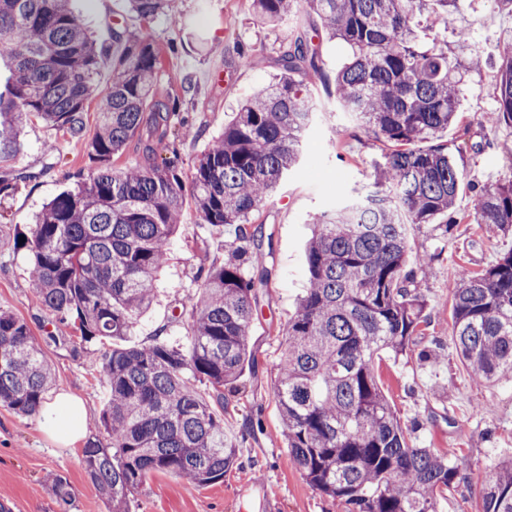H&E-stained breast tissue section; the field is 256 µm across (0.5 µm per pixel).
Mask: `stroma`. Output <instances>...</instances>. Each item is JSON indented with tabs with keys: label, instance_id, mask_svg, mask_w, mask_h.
I'll use <instances>...</instances> for the list:
<instances>
[{
	"label": "stroma",
	"instance_id": "stroma-1",
	"mask_svg": "<svg viewBox=\"0 0 512 512\" xmlns=\"http://www.w3.org/2000/svg\"><path fill=\"white\" fill-rule=\"evenodd\" d=\"M71 6L92 39L111 44L113 56L122 52L112 41L115 25L132 32L147 27L160 52L155 95L177 101L179 117L191 131L179 145V165L186 174L235 121L240 103L282 74V55L289 43L300 37L317 50L315 67H303L300 73L314 108L307 148L299 165L282 178L255 215L263 234L255 269L266 274L267 281L259 288L258 315L249 337L254 358L224 393L229 402L224 432L239 442L238 462L223 481L201 488L170 474H154L134 494L129 510L344 512L339 502L312 490L289 462L272 386L284 348L281 330L307 286L305 246L311 220L351 197L373 192L383 157L382 144L352 115L339 111L334 93L322 81L323 76H335L346 48L329 39L319 18L302 7L271 27L253 13L251 0H168L163 13L146 25L129 11L126 0H71ZM463 27L471 38L462 46L456 32ZM438 34L447 40L449 55L482 60L480 71L463 90L462 120L446 136L464 173L455 207L458 225L422 288L431 324L419 344L424 347L440 339L445 360L434 366L414 355L397 358L385 352L378 377L403 428L414 432L423 446L462 451L470 484L441 500L439 512H474V496L489 476V458L512 457V382L494 387L472 383L456 357L448 288L457 265L482 269L512 251V235L482 231L469 220L472 187L493 185L512 172L504 163L512 157V127L477 123L495 105L494 81L504 40L512 36V16L492 9L488 0H459L449 25L440 26ZM249 55L258 59V66L246 64ZM217 68L227 73L228 83L210 81ZM24 137V152L9 166H0V175L11 184L8 194L0 193V309L25 319L40 337L48 321L32 297L28 252L18 241L29 233L47 201L87 177L89 159L86 139L64 136L40 120L26 123ZM232 236L229 226L223 236H214L200 223L193 200H186L154 304L139 319L133 335L96 341L92 360L74 358L62 345H44L55 375L47 402L63 393L77 396L87 408L88 436L98 435L108 394L100 356L147 342L158 332L169 344L188 347V325L172 321V312L197 297L200 269L222 262L224 242ZM84 446L81 440L68 447L55 443L41 431L38 417L0 407V512H108L85 475ZM58 476L76 490L72 508L59 505L49 491Z\"/></svg>",
	"mask_w": 512,
	"mask_h": 512
}]
</instances>
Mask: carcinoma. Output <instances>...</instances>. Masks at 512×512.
<instances>
[{"instance_id":"1","label":"carcinoma","mask_w":512,"mask_h":512,"mask_svg":"<svg viewBox=\"0 0 512 512\" xmlns=\"http://www.w3.org/2000/svg\"><path fill=\"white\" fill-rule=\"evenodd\" d=\"M166 0H128L138 18L153 19ZM458 0H252L274 24L303 3L348 58L336 72V103L387 148L369 195L315 217L306 249L308 286L282 329L285 349L273 395L281 412L288 457L307 484L345 512H438L441 498L467 482L461 449L441 453L403 430L379 385L375 357L415 352L431 323L418 275L448 247L461 173L442 142L459 119L460 92L480 68L461 63L447 44L429 37L418 16L451 17ZM124 43L112 86L99 102L88 141L89 177L51 199L37 217L29 251L31 284L53 330L46 340L88 358L102 338L133 335L153 303L171 237L180 226L185 193L199 220L234 227L224 262L201 277L200 294L185 310L189 347L152 336L102 358L108 396L99 424L108 443L88 440L84 471L110 512L155 473L196 486L224 480L237 449L224 434V388L251 357L249 334L258 311L251 217L295 167L313 120L299 64H315V49L298 40L284 51V72L242 104L237 119L197 159L185 182L177 159L156 160V146L175 131V100L155 98L159 56L150 34L116 27ZM106 52L86 35L69 0H0V57L9 76L0 90V164L24 151L29 117L80 139L86 107L96 98L94 75ZM497 107L479 125L512 127V46L504 49L494 83ZM134 160L114 161L129 145ZM473 221L512 233V177L475 190ZM427 229L434 248L409 256L411 228ZM452 335L473 377L512 379V252L479 272L460 265L449 288ZM52 374L27 321L0 309V406L33 416ZM207 389L212 401L201 395ZM491 480L478 491L482 512H512V459L488 463ZM57 501L75 492L57 478Z\"/></svg>"}]
</instances>
